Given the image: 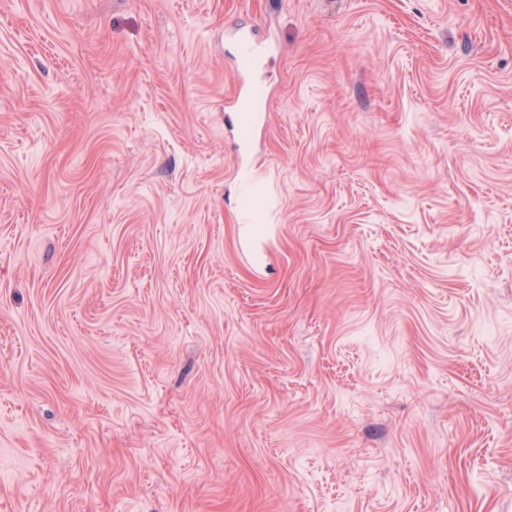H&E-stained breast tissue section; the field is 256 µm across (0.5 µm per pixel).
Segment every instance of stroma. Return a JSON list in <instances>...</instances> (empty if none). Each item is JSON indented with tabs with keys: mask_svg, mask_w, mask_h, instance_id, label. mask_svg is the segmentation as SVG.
<instances>
[{
	"mask_svg": "<svg viewBox=\"0 0 512 512\" xmlns=\"http://www.w3.org/2000/svg\"><path fill=\"white\" fill-rule=\"evenodd\" d=\"M0 512H512V0H0ZM251 94V87L248 83H242L230 102L234 110L236 124L240 127H251L259 117L258 113L248 110L247 101Z\"/></svg>",
	"mask_w": 512,
	"mask_h": 512,
	"instance_id": "stroma-1",
	"label": "stroma"
}]
</instances>
